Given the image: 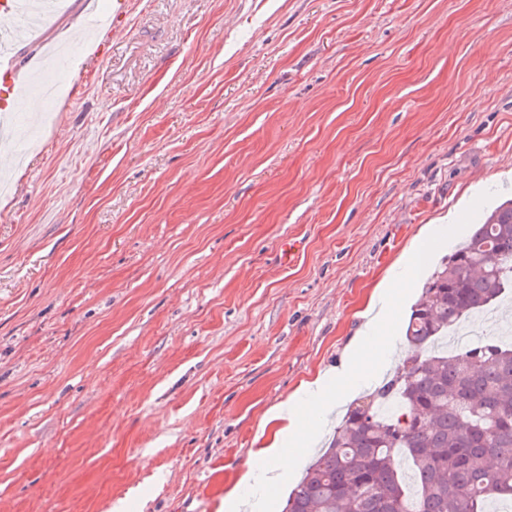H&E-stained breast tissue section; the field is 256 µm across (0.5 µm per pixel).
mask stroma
Masks as SVG:
<instances>
[{
	"instance_id": "stroma-1",
	"label": "stroma",
	"mask_w": 512,
	"mask_h": 512,
	"mask_svg": "<svg viewBox=\"0 0 512 512\" xmlns=\"http://www.w3.org/2000/svg\"><path fill=\"white\" fill-rule=\"evenodd\" d=\"M88 49L0 151V512H225L421 229L512 197V0H131Z\"/></svg>"
}]
</instances>
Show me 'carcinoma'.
<instances>
[{"label":"carcinoma","instance_id":"1","mask_svg":"<svg viewBox=\"0 0 512 512\" xmlns=\"http://www.w3.org/2000/svg\"><path fill=\"white\" fill-rule=\"evenodd\" d=\"M512 287V200L427 278L394 374L347 409L283 512H488L512 502V348L427 355Z\"/></svg>","mask_w":512,"mask_h":512}]
</instances>
